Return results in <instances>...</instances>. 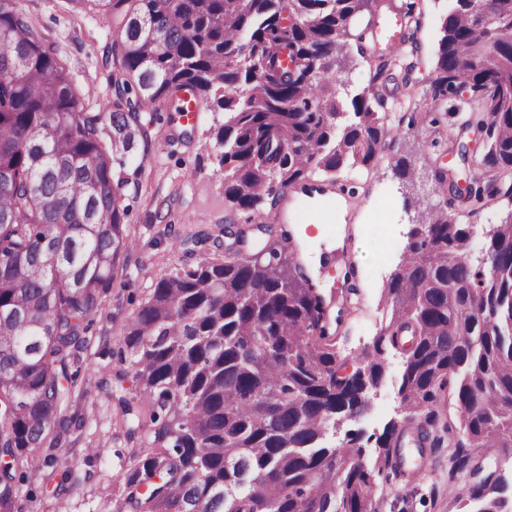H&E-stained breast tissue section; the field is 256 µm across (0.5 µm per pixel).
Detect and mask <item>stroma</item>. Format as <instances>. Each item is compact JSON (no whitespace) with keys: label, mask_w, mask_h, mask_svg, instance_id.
I'll list each match as a JSON object with an SVG mask.
<instances>
[{"label":"stroma","mask_w":512,"mask_h":512,"mask_svg":"<svg viewBox=\"0 0 512 512\" xmlns=\"http://www.w3.org/2000/svg\"><path fill=\"white\" fill-rule=\"evenodd\" d=\"M22 5L55 37L83 106L102 111L112 98V71L102 64L111 29L70 0H23ZM455 5L456 0H381L370 22L360 25L363 42H349V49L363 51L349 76L351 91L371 88L386 103V148L374 167L344 170L327 179L312 175V182H326L339 196L335 212L316 210L310 196L298 189L263 203L253 215L235 210L224 200V171L210 144L212 113H196L188 137L182 125L167 122L165 113L147 116L148 143L135 151L142 165L138 183L128 187L123 199L130 207L127 222L136 248L106 290L79 354L83 443L58 449L54 469L62 485L23 486L18 512H117L130 458L149 448L150 438L145 430L127 436L120 407L97 383L114 381L124 370L120 357L127 321L153 285L175 266L213 254L212 241L224 225L252 223L241 245L247 253L262 246L260 225L288 231L295 262L329 306L342 354L371 349L386 316L385 289L409 231L420 211L442 201L435 190L436 170L443 167L460 177L486 173L475 163L484 150L481 138L453 118L461 98L432 97L441 19ZM394 42L401 45L396 54L390 49ZM388 58L390 71L378 73L381 60ZM399 159L409 166L407 176L394 167ZM301 224L322 225L323 240L304 239L297 231ZM403 363L400 352L388 351L381 387L368 410L348 425L366 441L367 464H375L380 454L375 438L390 423L403 420L398 393ZM99 444L104 455L87 453V446ZM427 463L411 483L392 469L374 473L377 512H457L459 490L448 484L447 448H430Z\"/></svg>","instance_id":"1"}]
</instances>
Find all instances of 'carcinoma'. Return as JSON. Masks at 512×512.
<instances>
[{
    "mask_svg": "<svg viewBox=\"0 0 512 512\" xmlns=\"http://www.w3.org/2000/svg\"><path fill=\"white\" fill-rule=\"evenodd\" d=\"M112 28L108 112L82 108L70 69L21 0H0V512L38 481L23 456L78 443L72 412L78 353L102 293L133 247L122 206L125 171L148 141L143 112L191 102L223 116L213 149L224 199L253 210L311 173L370 166L383 116L370 90L341 76L344 37L374 3L360 0H69ZM441 25L432 95L467 84L465 126H488L482 159L512 177V0H457ZM109 120L112 131L104 127ZM437 183H445L443 175ZM447 184V183H445ZM497 199L486 185L447 184L443 206L410 231L386 292L390 315L372 354L344 357L324 323L322 298L266 227L256 253L204 258L155 284L124 336L127 373L150 404L152 448L125 475L133 512H373L360 437L325 444L334 419L360 414L365 383L385 355L404 354L401 405L411 422L451 394L458 420L425 431L448 444V481L472 448L512 453V223L495 224L481 254L472 227L448 215ZM390 425L376 439L392 466ZM499 479L467 488L492 512Z\"/></svg>",
    "mask_w": 512,
    "mask_h": 512,
    "instance_id": "cac0c4a2",
    "label": "carcinoma"
}]
</instances>
